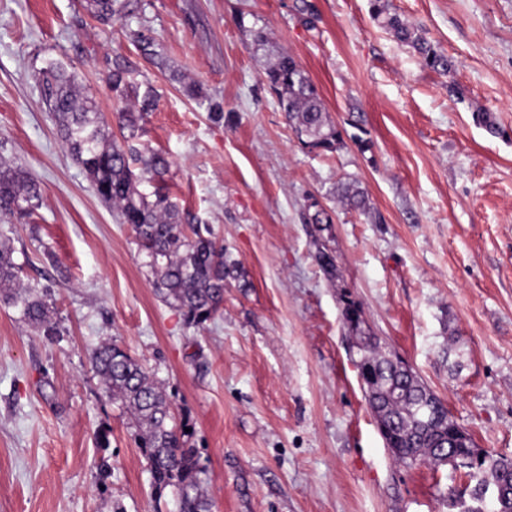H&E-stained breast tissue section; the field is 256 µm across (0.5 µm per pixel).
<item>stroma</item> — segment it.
I'll return each instance as SVG.
<instances>
[{"label": "stroma", "mask_w": 512, "mask_h": 512, "mask_svg": "<svg viewBox=\"0 0 512 512\" xmlns=\"http://www.w3.org/2000/svg\"><path fill=\"white\" fill-rule=\"evenodd\" d=\"M132 2L105 24L85 0H0V160L42 194L10 245L58 330L43 336L0 301V512H180L154 496L128 416L91 369L111 341L164 382L211 512H448L449 488L470 480L394 460L341 297L478 448L512 457V0H388L452 61L445 73L380 28L369 0ZM281 50L316 84L336 151L289 127L265 77ZM51 62L107 115L114 63L156 91L143 139L170 162V196L248 282L225 289L215 320L186 327L157 294L40 101L33 75ZM193 83L205 98L186 95ZM343 182L370 214L337 205ZM314 199L332 218V277L306 222Z\"/></svg>", "instance_id": "obj_1"}]
</instances>
